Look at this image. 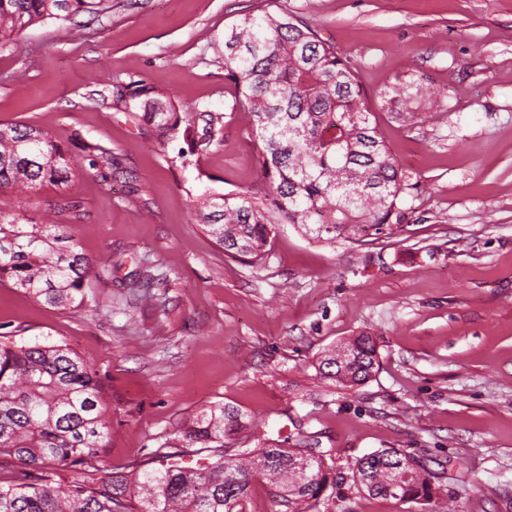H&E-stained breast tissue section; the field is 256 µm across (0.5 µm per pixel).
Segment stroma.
<instances>
[{"label": "stroma", "mask_w": 512, "mask_h": 512, "mask_svg": "<svg viewBox=\"0 0 512 512\" xmlns=\"http://www.w3.org/2000/svg\"><path fill=\"white\" fill-rule=\"evenodd\" d=\"M293 13L355 68L378 132L416 186L392 235L317 243L281 225L266 259H231L201 225L203 193L256 184V141L224 80V29ZM219 114L223 139L189 152L115 108L113 83ZM431 98L400 116L393 91ZM48 130L76 172L24 204L56 215L92 263L81 306L0 284V339L68 345L109 404L89 475L134 473L183 425L224 403L246 415L236 447L311 437L336 476L311 512H512V0H112L76 22L0 38V124ZM102 145L104 153L89 152ZM151 275L157 304L132 286ZM374 337L380 368L340 389L322 352ZM398 448L444 493L373 498L358 459Z\"/></svg>", "instance_id": "35a3bbf8"}]
</instances>
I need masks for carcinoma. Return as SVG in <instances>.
<instances>
[{
    "label": "carcinoma",
    "instance_id": "cac0c4a2",
    "mask_svg": "<svg viewBox=\"0 0 512 512\" xmlns=\"http://www.w3.org/2000/svg\"><path fill=\"white\" fill-rule=\"evenodd\" d=\"M112 0H0V37L46 19L96 16ZM224 79L237 90L232 111L244 114L261 145V183L236 193L208 194L200 222L233 258L262 260L281 224L309 239L363 242L393 234L406 219L403 195L414 188L372 123L354 67L305 22L281 11L245 14L224 30ZM138 95L119 83L112 102ZM141 118L164 145L183 137L192 150L211 146L220 117L209 112L204 139L192 135L191 114L169 97L140 102ZM74 166L48 131L0 124V188L20 193L67 183ZM92 272L66 224L25 221L20 208L0 201V280L50 306L67 307L83 295ZM336 364L327 351L317 370L342 388L368 382L379 366L372 336L343 343ZM107 403L89 365L65 345L0 341V456L37 471L29 481L0 480V512H245L252 481L260 477L291 505L321 496L330 468L303 448H234L226 440L245 427L235 406L218 403L180 431L179 447L201 463H160L130 476L116 472L94 489L81 477L54 485L53 470L85 466L100 456L108 433ZM353 484L375 498L429 501L437 493L423 466L404 471L355 464Z\"/></svg>",
    "mask_w": 512,
    "mask_h": 512
}]
</instances>
